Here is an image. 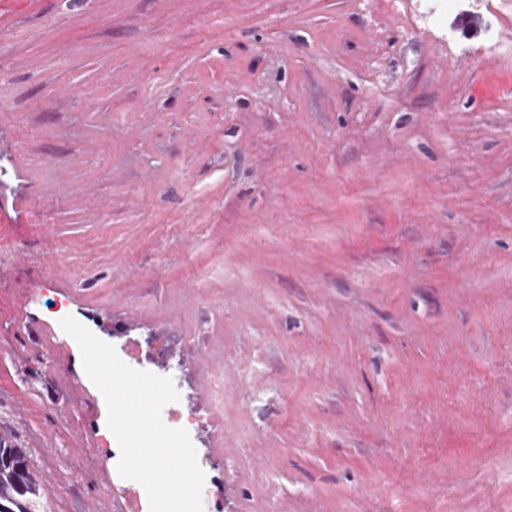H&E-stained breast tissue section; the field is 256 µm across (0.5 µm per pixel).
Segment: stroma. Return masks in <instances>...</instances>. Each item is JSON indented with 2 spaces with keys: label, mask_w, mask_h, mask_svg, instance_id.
Returning <instances> with one entry per match:
<instances>
[{
  "label": "stroma",
  "mask_w": 512,
  "mask_h": 512,
  "mask_svg": "<svg viewBox=\"0 0 512 512\" xmlns=\"http://www.w3.org/2000/svg\"><path fill=\"white\" fill-rule=\"evenodd\" d=\"M52 302L223 512H512V0H0V425L125 512ZM197 411L185 405L181 400L167 404L166 426L170 428H187L196 422Z\"/></svg>",
  "instance_id": "1"
}]
</instances>
